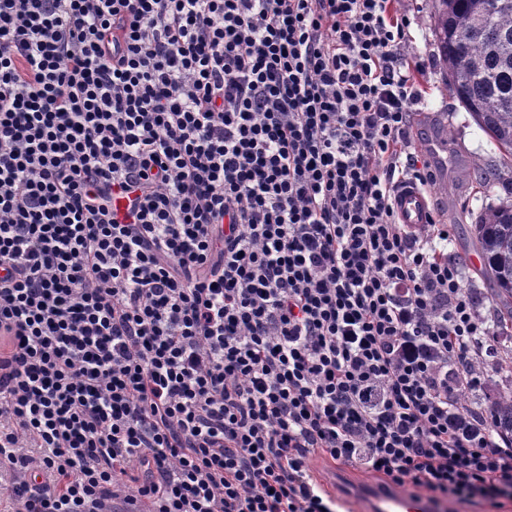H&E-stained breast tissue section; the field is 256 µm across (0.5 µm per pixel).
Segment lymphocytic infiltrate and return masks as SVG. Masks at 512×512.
Here are the masks:
<instances>
[{
  "mask_svg": "<svg viewBox=\"0 0 512 512\" xmlns=\"http://www.w3.org/2000/svg\"><path fill=\"white\" fill-rule=\"evenodd\" d=\"M393 0H0V494L337 512L317 456L512 499L491 327L427 184Z\"/></svg>",
  "mask_w": 512,
  "mask_h": 512,
  "instance_id": "1",
  "label": "lymphocytic infiltrate"
}]
</instances>
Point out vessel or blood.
<instances>
[{
	"label": "vessel or blood",
	"instance_id": "vessel-or-blood-1",
	"mask_svg": "<svg viewBox=\"0 0 512 512\" xmlns=\"http://www.w3.org/2000/svg\"><path fill=\"white\" fill-rule=\"evenodd\" d=\"M393 202L400 223L411 230L423 229L433 218L430 193L416 182L403 183ZM330 481L358 498L363 505L362 512H434L432 503L424 496L408 494L391 485L350 481L341 467L332 470Z\"/></svg>",
	"mask_w": 512,
	"mask_h": 512
}]
</instances>
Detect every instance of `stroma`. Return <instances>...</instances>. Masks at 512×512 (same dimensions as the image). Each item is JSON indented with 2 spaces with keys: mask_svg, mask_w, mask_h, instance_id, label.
<instances>
[{
  "mask_svg": "<svg viewBox=\"0 0 512 512\" xmlns=\"http://www.w3.org/2000/svg\"><path fill=\"white\" fill-rule=\"evenodd\" d=\"M395 7L408 13L412 21V40L405 46V54L434 57L432 0H396ZM419 81L426 91V102L413 113L411 145L429 165L427 188L433 197L435 219L448 227L452 248L463 263V285L485 293L490 284L470 260L475 252L472 226L482 208L512 195L502 185L485 188L472 180L474 163H489L492 149L469 112L449 94L439 69H429Z\"/></svg>",
  "mask_w": 512,
  "mask_h": 512,
  "instance_id": "obj_1",
  "label": "stroma"
}]
</instances>
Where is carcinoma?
<instances>
[{"instance_id": "1", "label": "carcinoma", "mask_w": 512, "mask_h": 512, "mask_svg": "<svg viewBox=\"0 0 512 512\" xmlns=\"http://www.w3.org/2000/svg\"><path fill=\"white\" fill-rule=\"evenodd\" d=\"M432 27L449 91L512 169V0H433ZM474 176L490 186L503 180L500 168L479 166ZM474 233L482 274L493 284L479 298L498 333L493 367L512 377V203L485 208ZM489 406L497 432L512 437V384Z\"/></svg>"}]
</instances>
